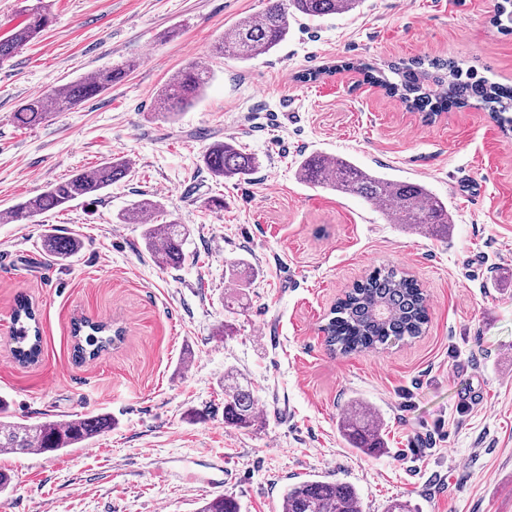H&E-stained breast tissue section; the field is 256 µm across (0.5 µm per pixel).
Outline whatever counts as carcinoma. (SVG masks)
<instances>
[{
  "label": "carcinoma",
  "instance_id": "carcinoma-1",
  "mask_svg": "<svg viewBox=\"0 0 512 512\" xmlns=\"http://www.w3.org/2000/svg\"><path fill=\"white\" fill-rule=\"evenodd\" d=\"M361 0H267L266 9L250 21L224 30L214 47L217 55L250 60L265 55L286 40L289 19L298 15L321 18L349 13ZM24 21L0 38V62L18 54L44 32L52 22L45 0H31L22 6ZM493 23L512 29V0L497 6ZM128 68L97 70L92 75L29 98L14 112L17 124H36L52 110L70 108L95 98L121 81ZM367 82L398 98L408 109L431 121L453 108L478 103L494 119L512 111V94L499 85L474 74H463L460 63L450 59H400L387 70L362 68ZM209 71L196 64L180 69L154 99V109L169 117L193 106L201 97ZM207 172L215 178H237L252 174L259 166L257 157L238 147L234 141L209 146L202 155ZM131 173L125 156H114L99 166L80 170L68 180L54 183L42 192L0 211V223L24 224L31 217L53 209H64L79 199L98 196L104 189ZM300 181L329 188L340 196L359 197L397 224L421 234L448 235L453 223L448 204L421 184L395 181L371 173L343 157L309 155L298 162ZM157 202L142 199L121 214L124 224H140L147 249L163 267H178L185 259V225L173 219L155 223ZM43 249L59 260L72 257L79 250V240L48 233L42 238ZM35 311L25 298L17 300L13 312L14 355L24 363L36 362L41 353L39 328L31 326ZM428 323L426 298L417 280L393 269L379 268L365 280L353 285L330 311L322 328L327 350L348 356L376 349L391 340L421 336ZM75 331L76 356L95 358L112 343V327L90 319L80 320ZM259 416L249 382L233 372L224 374V422L238 429H249ZM112 428L109 415L82 416L67 420L45 419L29 423L12 420L9 406L0 400V448L13 454H27L33 448L53 453L79 447ZM339 431L354 448L368 454L382 450L381 419L372 408L357 402L339 421ZM282 512H363L356 489L339 480L310 479L287 486L282 494ZM199 512H239L237 501L219 495L206 502Z\"/></svg>",
  "mask_w": 512,
  "mask_h": 512
}]
</instances>
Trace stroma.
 Instances as JSON below:
<instances>
[{
	"mask_svg": "<svg viewBox=\"0 0 512 512\" xmlns=\"http://www.w3.org/2000/svg\"><path fill=\"white\" fill-rule=\"evenodd\" d=\"M499 0H361L348 14L291 20L274 51L215 56L229 26L266 0H49L53 23L0 64V210L113 155L130 176L97 199L24 224L0 223V398L16 421L110 415L111 430L57 453H0L12 477L0 512H199L227 495L240 512H281L285 485H353L363 512H512V132L478 107L424 121L368 84L413 57L463 62L512 86V35ZM209 69L191 108L155 112L182 66ZM128 76L100 96L23 127L28 98L108 68ZM320 72L315 82L301 74ZM235 140L259 160L243 181L212 177L201 156ZM341 156L425 185L448 205L447 236L392 223L357 197L312 187L300 155ZM222 198L223 208L210 207ZM141 199L187 224L186 259L157 265L142 227L119 216ZM77 237L63 262L46 232ZM251 276L234 311L231 262ZM421 284L425 333L374 351L329 354L321 325L378 268ZM38 313L42 353L16 361L18 298ZM122 336L74 359L75 319ZM251 384L260 421L224 422V374ZM483 397L478 407L463 395ZM358 401L383 421L384 448L352 449L338 424Z\"/></svg>",
	"mask_w": 512,
	"mask_h": 512,
	"instance_id": "1",
	"label": "stroma"
}]
</instances>
